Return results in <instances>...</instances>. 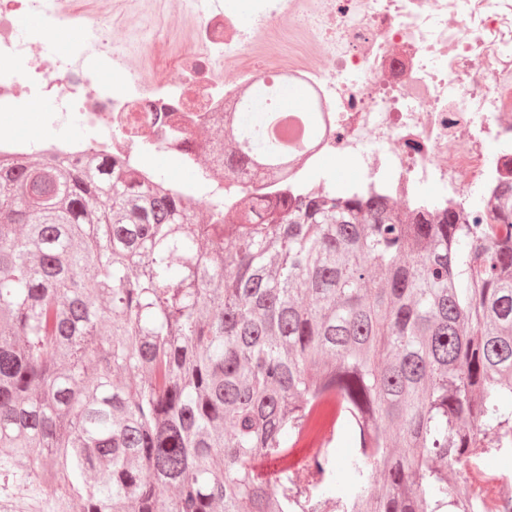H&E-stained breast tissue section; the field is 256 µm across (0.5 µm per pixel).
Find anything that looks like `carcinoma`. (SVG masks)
Listing matches in <instances>:
<instances>
[{"label": "carcinoma", "instance_id": "cac0c4a2", "mask_svg": "<svg viewBox=\"0 0 512 512\" xmlns=\"http://www.w3.org/2000/svg\"><path fill=\"white\" fill-rule=\"evenodd\" d=\"M275 120L215 124L225 175L288 179L236 136ZM320 181L201 220L115 158H1L0 475L52 512H477L452 469L512 447V182L468 224ZM330 395L360 451L314 503L259 465Z\"/></svg>", "mask_w": 512, "mask_h": 512}]
</instances>
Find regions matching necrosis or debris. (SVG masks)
<instances>
[{"label": "necrosis or debris", "mask_w": 512, "mask_h": 512, "mask_svg": "<svg viewBox=\"0 0 512 512\" xmlns=\"http://www.w3.org/2000/svg\"><path fill=\"white\" fill-rule=\"evenodd\" d=\"M136 13V55L112 40L115 21L78 0H0V112L37 102L45 124L77 135L0 133V154L35 150L70 157L122 156L142 174L138 143L192 168L180 189L196 203L224 197L218 160L203 161L199 131L225 106L243 107L262 88L270 111L304 82L315 116L313 147L288 186L314 183L326 156L357 162L356 187L404 206L430 200L467 214V188L492 204L512 181V0H247L246 16L226 0H181L179 32L155 24L153 0H119ZM22 14L51 18L19 36ZM66 28L80 36L67 53L36 55L34 44ZM171 75L154 78L160 66Z\"/></svg>", "instance_id": "4bbe7bcc"}]
</instances>
